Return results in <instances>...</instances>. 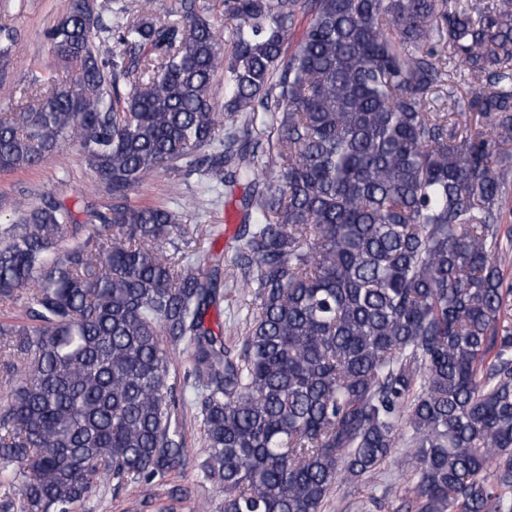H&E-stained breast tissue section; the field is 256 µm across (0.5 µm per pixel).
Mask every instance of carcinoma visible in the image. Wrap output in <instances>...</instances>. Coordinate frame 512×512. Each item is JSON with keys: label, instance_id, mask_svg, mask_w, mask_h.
<instances>
[{"label": "carcinoma", "instance_id": "cac0c4a2", "mask_svg": "<svg viewBox=\"0 0 512 512\" xmlns=\"http://www.w3.org/2000/svg\"><path fill=\"white\" fill-rule=\"evenodd\" d=\"M223 2L228 54L187 0L112 29L71 0L48 40L74 78L0 116L1 172L69 146L112 199L81 222L19 202L0 224V302L26 293L27 317L0 323V483L20 512L148 488L182 463L193 410L220 512H321L401 443L417 512H487L512 488V0ZM14 46L1 25L0 59ZM162 167L262 183L210 269L185 247L215 225L131 202ZM222 301L245 312L237 356L209 320Z\"/></svg>", "mask_w": 512, "mask_h": 512}]
</instances>
